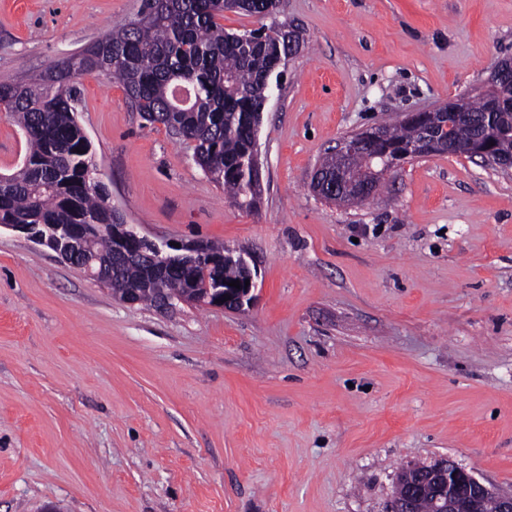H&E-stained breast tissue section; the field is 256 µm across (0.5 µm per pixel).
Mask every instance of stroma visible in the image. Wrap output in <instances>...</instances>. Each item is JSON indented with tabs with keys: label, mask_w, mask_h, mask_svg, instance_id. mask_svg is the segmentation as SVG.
<instances>
[{
	"label": "stroma",
	"mask_w": 512,
	"mask_h": 512,
	"mask_svg": "<svg viewBox=\"0 0 512 512\" xmlns=\"http://www.w3.org/2000/svg\"><path fill=\"white\" fill-rule=\"evenodd\" d=\"M141 0H0V82L28 81ZM304 42L238 208L105 73L77 81L94 173L143 234L218 242L240 312L160 311L0 228V512H382L406 463L512 493V173L430 156L368 201L313 193L351 133L476 96L512 58V0H281ZM27 137L0 112V173Z\"/></svg>",
	"instance_id": "1"
}]
</instances>
